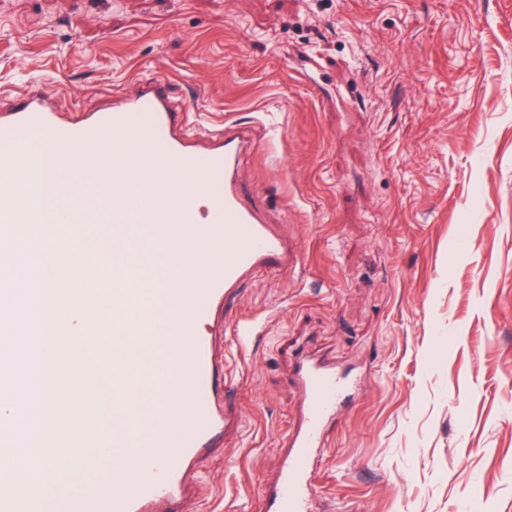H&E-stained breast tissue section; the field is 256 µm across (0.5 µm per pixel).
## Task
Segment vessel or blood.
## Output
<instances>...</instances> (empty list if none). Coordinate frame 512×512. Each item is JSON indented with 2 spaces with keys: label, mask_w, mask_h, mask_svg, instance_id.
Masks as SVG:
<instances>
[{
  "label": "vessel or blood",
  "mask_w": 512,
  "mask_h": 512,
  "mask_svg": "<svg viewBox=\"0 0 512 512\" xmlns=\"http://www.w3.org/2000/svg\"><path fill=\"white\" fill-rule=\"evenodd\" d=\"M211 148H197L191 127L162 79H138L136 92L112 111L63 118L40 90L0 113V327L28 336L24 353L0 342V360L22 356L34 380L47 371L51 333L38 311L39 289H29V311L17 313L11 267L21 235L39 221L33 202L17 200L53 172L68 206L61 216L75 236L102 225L113 263L89 251L67 263L64 277H112V317L87 306L88 330L112 338V389L125 404L111 430L96 428L97 370L56 382L57 415L38 423V445L60 461L82 457L92 468L76 482L60 479L35 491L13 461L16 437L0 426V512H154L179 501L186 474L223 447L239 425L234 378L223 348L225 330L240 344L256 337L253 320L233 301L264 272L285 273L297 257L278 225L264 223L240 197L238 167L251 140L216 132ZM83 146L80 166L71 151ZM177 175V194L159 184ZM147 251L152 268L140 297L130 299L129 256ZM209 332H200V325ZM293 381L301 392V421L289 438L267 512H312L313 472L326 433L359 391V382L329 361L307 355ZM112 451L111 469L97 466L99 449Z\"/></svg>",
  "instance_id": "vessel-or-blood-1"
}]
</instances>
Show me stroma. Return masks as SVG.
I'll return each instance as SVG.
<instances>
[{
	"label": "stroma",
	"mask_w": 512,
	"mask_h": 512,
	"mask_svg": "<svg viewBox=\"0 0 512 512\" xmlns=\"http://www.w3.org/2000/svg\"><path fill=\"white\" fill-rule=\"evenodd\" d=\"M166 80L298 264L238 314L243 427L182 512H265L303 350L361 372L314 512H512V0H0V111L105 112Z\"/></svg>",
	"instance_id": "1"
}]
</instances>
